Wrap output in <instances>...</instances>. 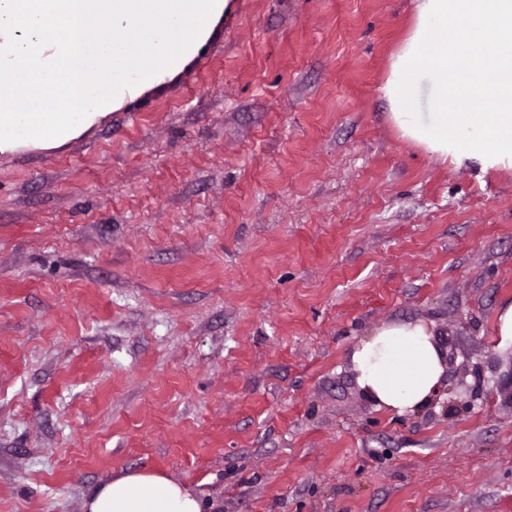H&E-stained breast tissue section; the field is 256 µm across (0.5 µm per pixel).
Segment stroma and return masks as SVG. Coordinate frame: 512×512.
I'll list each match as a JSON object with an SVG mask.
<instances>
[{
  "instance_id": "stroma-1",
  "label": "stroma",
  "mask_w": 512,
  "mask_h": 512,
  "mask_svg": "<svg viewBox=\"0 0 512 512\" xmlns=\"http://www.w3.org/2000/svg\"><path fill=\"white\" fill-rule=\"evenodd\" d=\"M235 2L152 111L0 155V512L129 470L203 512H512V171L391 123L413 0ZM402 321L455 354L406 415L352 361Z\"/></svg>"
}]
</instances>
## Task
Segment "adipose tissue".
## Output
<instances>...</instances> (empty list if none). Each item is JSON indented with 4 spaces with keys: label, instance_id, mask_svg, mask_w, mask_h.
<instances>
[{
    "label": "adipose tissue",
    "instance_id": "adipose-tissue-1",
    "mask_svg": "<svg viewBox=\"0 0 512 512\" xmlns=\"http://www.w3.org/2000/svg\"><path fill=\"white\" fill-rule=\"evenodd\" d=\"M40 27L17 45L14 72L53 81L50 51L69 40L60 24L70 0H41ZM232 0H211L204 20L182 34V65L211 37ZM416 21L392 57L381 88L401 136L437 159L481 171L512 170V0H415ZM77 112L72 92L57 88L59 111L0 112V154L63 146L90 132L122 98L112 76L88 81ZM353 363L360 387L376 406L398 414L428 406L444 378V360L431 325L391 324L358 343ZM85 512H202L188 487L153 471H129L95 488Z\"/></svg>",
    "mask_w": 512,
    "mask_h": 512
}]
</instances>
